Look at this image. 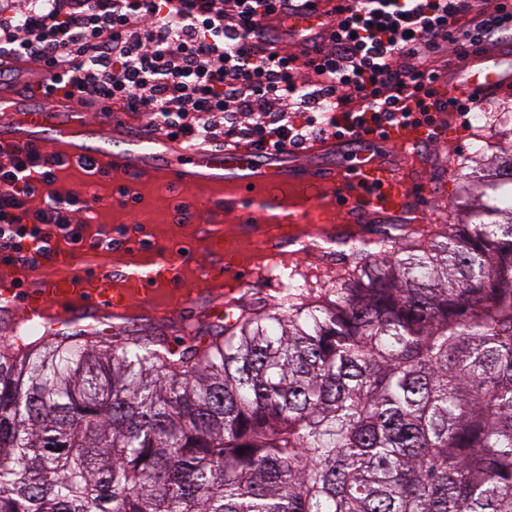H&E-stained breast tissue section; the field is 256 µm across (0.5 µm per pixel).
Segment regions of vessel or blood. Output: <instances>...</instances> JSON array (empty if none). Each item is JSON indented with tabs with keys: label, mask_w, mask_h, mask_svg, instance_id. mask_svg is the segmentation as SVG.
<instances>
[{
	"label": "vessel or blood",
	"mask_w": 512,
	"mask_h": 512,
	"mask_svg": "<svg viewBox=\"0 0 512 512\" xmlns=\"http://www.w3.org/2000/svg\"><path fill=\"white\" fill-rule=\"evenodd\" d=\"M292 35L328 36L323 9L303 11L294 18ZM456 88L478 97L512 90V71L500 68L497 58L470 52L434 85L436 95ZM8 116L0 118V140L12 144L54 141L67 161L94 156L102 168L145 180L157 186L179 184L196 188L219 204L225 214L245 217L244 239H258L255 248L240 252L241 267L253 278L287 261L289 243L277 234L281 212L290 216L340 214V238L356 239L367 223H421L424 212L413 189L424 187L426 145L454 147L462 129L453 114L438 112L432 123L389 125L384 133L358 134L352 160L320 170H309L300 154L335 152V138L313 139L299 151L272 152L258 159L238 147H214L203 141L187 144L167 138L130 136L127 122L118 116L99 123L84 120L73 104L60 96L20 98L0 96ZM206 240L217 257L207 278L212 290L195 293L189 282L197 271L181 249H159L152 242L112 237L110 226L79 244L54 246L52 260L34 266L0 267V307L23 308L27 323L55 334L86 328L109 334L132 322L165 321L171 315L172 288L183 290V302L205 314L233 308L232 295L240 279L224 276V227L209 225ZM139 296L131 306L130 296Z\"/></svg>",
	"instance_id": "1"
}]
</instances>
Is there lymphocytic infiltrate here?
Instances as JSON below:
<instances>
[{"label":"lymphocytic infiltrate","instance_id":"lymphocytic-infiltrate-1","mask_svg":"<svg viewBox=\"0 0 512 512\" xmlns=\"http://www.w3.org/2000/svg\"><path fill=\"white\" fill-rule=\"evenodd\" d=\"M302 0H24L0 9L2 62L27 56L47 71L44 92L110 112L145 113L168 138L242 136L249 149L284 151L311 136L344 137L431 113L478 109L479 98L436 99L430 65L446 43L465 59L512 28L501 5L481 0H340L331 31L300 53L271 52L270 21L287 23ZM307 113L303 123L289 115ZM57 159L22 147L0 161V254L27 264L49 259L54 237L76 235L89 211L80 196L55 195Z\"/></svg>","mask_w":512,"mask_h":512}]
</instances>
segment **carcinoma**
Listing matches in <instances>:
<instances>
[{"label": "carcinoma", "instance_id": "obj_1", "mask_svg": "<svg viewBox=\"0 0 512 512\" xmlns=\"http://www.w3.org/2000/svg\"><path fill=\"white\" fill-rule=\"evenodd\" d=\"M458 224L231 325L0 341V512H512V123Z\"/></svg>", "mask_w": 512, "mask_h": 512}]
</instances>
